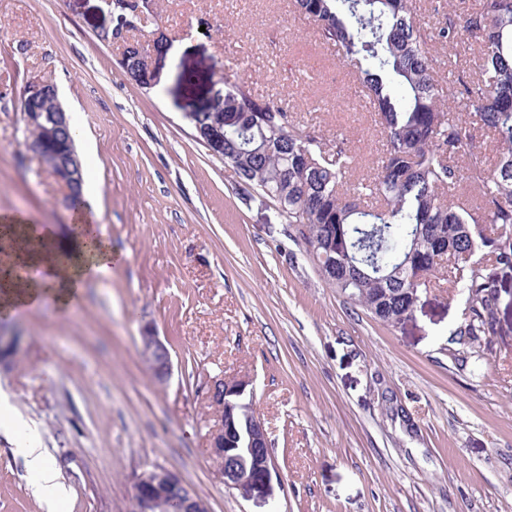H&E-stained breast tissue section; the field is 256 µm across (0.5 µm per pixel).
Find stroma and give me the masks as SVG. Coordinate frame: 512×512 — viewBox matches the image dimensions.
<instances>
[{
	"label": "stroma",
	"instance_id": "1",
	"mask_svg": "<svg viewBox=\"0 0 512 512\" xmlns=\"http://www.w3.org/2000/svg\"><path fill=\"white\" fill-rule=\"evenodd\" d=\"M165 57L150 90L98 37L102 0H0V220L71 245L85 219L111 273L66 306L7 309L20 355L0 368V512H134V477L162 466L209 512H512V303L493 351L457 364L462 289H428L397 324L330 288L271 199L242 187L194 137L229 66L321 134L347 135L357 175L380 134L361 87L290 0H155ZM212 27L200 30L199 19ZM57 86L77 129L82 212L25 147L29 79ZM173 361L158 385L143 326ZM250 379L280 482L266 500L225 489L208 454L215 375ZM43 449L66 499H38L19 449Z\"/></svg>",
	"mask_w": 512,
	"mask_h": 512
}]
</instances>
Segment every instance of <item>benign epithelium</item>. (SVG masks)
I'll return each mask as SVG.
<instances>
[{"label": "benign epithelium", "mask_w": 512, "mask_h": 512, "mask_svg": "<svg viewBox=\"0 0 512 512\" xmlns=\"http://www.w3.org/2000/svg\"><path fill=\"white\" fill-rule=\"evenodd\" d=\"M25 96L34 103L33 108L24 113L27 131V146L39 160H44V143L48 140L65 141L66 151L52 164L61 170L60 183L66 188V199L72 203L81 197L79 187L83 183V163L76 150L71 116L59 100L55 85L40 79L28 82ZM195 138L208 151L219 157L224 146V135L219 130L195 127ZM18 351V337L0 331V366L14 362ZM140 352L143 360L152 370L155 380L166 384L173 373L170 351L158 333L151 327L142 328ZM208 397L216 412V421L209 434L211 455L224 478V487L237 490L245 498L268 497L272 491L273 478L278 476L277 467L262 447L268 446L264 422L257 415L254 405V392L250 381L241 378L226 380L224 377L212 379ZM234 397L249 419L252 465L258 470L256 477H248L240 472L238 442L234 428L224 423V400ZM135 512H205L207 505L176 473L163 467L144 470L135 477Z\"/></svg>", "instance_id": "1"}]
</instances>
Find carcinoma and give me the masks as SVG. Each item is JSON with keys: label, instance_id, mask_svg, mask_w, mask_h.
Masks as SVG:
<instances>
[{"label": "carcinoma", "instance_id": "carcinoma-1", "mask_svg": "<svg viewBox=\"0 0 512 512\" xmlns=\"http://www.w3.org/2000/svg\"><path fill=\"white\" fill-rule=\"evenodd\" d=\"M316 40L352 68L383 136L375 173L354 178L341 135L329 145L281 102L224 77L197 122L224 125V167L295 226L324 281L375 319L404 321L444 279L467 293L453 332L464 363L504 335L512 279V0H453L447 21L416 20L414 0H293ZM469 36L468 64L437 47ZM123 72L145 86L147 49L124 42ZM497 143L495 164L475 131Z\"/></svg>", "mask_w": 512, "mask_h": 512}]
</instances>
